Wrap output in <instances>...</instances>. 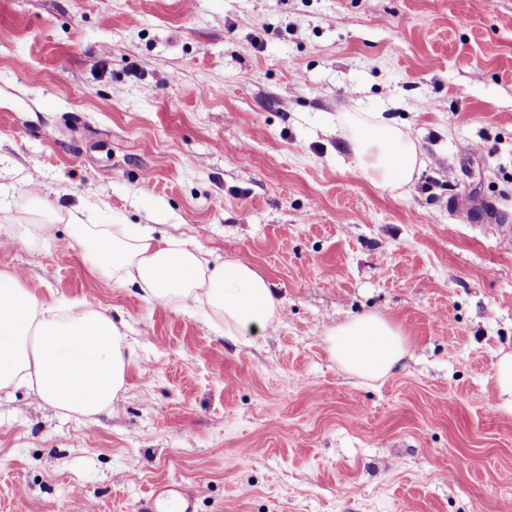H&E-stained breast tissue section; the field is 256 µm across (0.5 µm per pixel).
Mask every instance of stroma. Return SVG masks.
<instances>
[{"instance_id":"35a3bbf8","label":"stroma","mask_w":512,"mask_h":512,"mask_svg":"<svg viewBox=\"0 0 512 512\" xmlns=\"http://www.w3.org/2000/svg\"><path fill=\"white\" fill-rule=\"evenodd\" d=\"M371 115L416 147L402 192L350 152ZM77 208L253 267L277 320L234 341L113 283ZM48 217L0 271L135 358L90 420L0 390V512H135L168 482L196 512H512V0H0V225ZM365 313L408 338L382 381L327 349ZM493 380L497 392V408L512 413V353H504L496 361Z\"/></svg>"}]
</instances>
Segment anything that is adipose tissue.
<instances>
[{
  "label": "adipose tissue",
  "instance_id": "ef3b65f1",
  "mask_svg": "<svg viewBox=\"0 0 512 512\" xmlns=\"http://www.w3.org/2000/svg\"><path fill=\"white\" fill-rule=\"evenodd\" d=\"M352 125L350 150L371 181L391 190L408 185L418 165L409 136L383 118ZM70 221L94 271L139 288L147 300L178 309L206 304L232 337L258 333L278 317L269 282L244 263H211L182 238L157 241L149 224H86L75 215ZM326 340L336 362L366 380L391 375L407 351L403 330L377 314L331 328ZM131 357L124 333L106 313L80 304L47 306L18 275L0 272V389L25 386L50 407L94 416L123 389Z\"/></svg>",
  "mask_w": 512,
  "mask_h": 512
}]
</instances>
